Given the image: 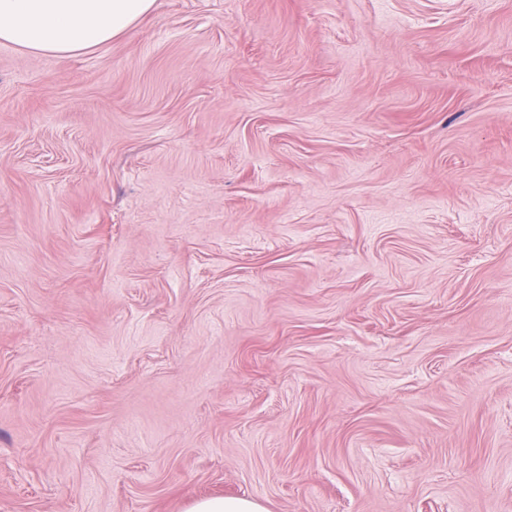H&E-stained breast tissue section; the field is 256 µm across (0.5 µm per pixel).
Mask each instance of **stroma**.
Masks as SVG:
<instances>
[{
	"mask_svg": "<svg viewBox=\"0 0 512 512\" xmlns=\"http://www.w3.org/2000/svg\"><path fill=\"white\" fill-rule=\"evenodd\" d=\"M512 512V0H156L0 43V512ZM189 512H266L257 501L249 498L211 497L196 501Z\"/></svg>",
	"mask_w": 512,
	"mask_h": 512,
	"instance_id": "1",
	"label": "stroma"
}]
</instances>
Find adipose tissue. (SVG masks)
I'll list each match as a JSON object with an SVG mask.
<instances>
[{
    "label": "adipose tissue",
    "mask_w": 512,
    "mask_h": 512,
    "mask_svg": "<svg viewBox=\"0 0 512 512\" xmlns=\"http://www.w3.org/2000/svg\"><path fill=\"white\" fill-rule=\"evenodd\" d=\"M155 0H0V42L52 55L106 44L148 14Z\"/></svg>",
    "instance_id": "ef3b65f1"
}]
</instances>
